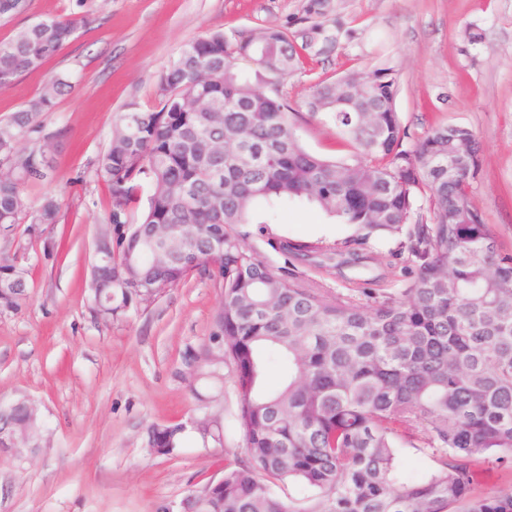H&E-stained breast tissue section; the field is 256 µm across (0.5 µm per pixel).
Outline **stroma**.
<instances>
[{
    "mask_svg": "<svg viewBox=\"0 0 512 512\" xmlns=\"http://www.w3.org/2000/svg\"><path fill=\"white\" fill-rule=\"evenodd\" d=\"M352 37L286 77L281 90L303 116V145L337 158L331 126L307 114L312 86L345 71L390 60L400 70L396 110L412 138L432 126L471 128L482 151L473 196L486 223L512 249V0H331ZM306 0H27L0 19V41L32 21L84 13L90 26L42 70L0 89V121L24 109L49 77L68 75L43 121L53 133L57 170L28 192L31 206L63 198L58 223L17 229L28 270V295L17 311H0V403L30 398L43 422L40 448L27 459L0 455V512H162L194 486L223 474L224 459L245 458L236 424L233 369L209 355L220 290L196 274L148 309L106 324L90 310L89 281L107 189L93 175L109 147L117 112L154 106L159 79L184 44L210 31L227 37L279 27ZM481 35L468 44L466 29ZM273 216L271 234L261 222ZM252 241L277 266L285 259L268 238L333 242L353 227L314 204L289 200L257 206ZM316 280L333 291L374 278L377 263L337 268L318 255ZM224 419V444L204 445L187 432L171 454L146 446L153 424L213 415Z\"/></svg>",
    "mask_w": 512,
    "mask_h": 512,
    "instance_id": "obj_1",
    "label": "stroma"
}]
</instances>
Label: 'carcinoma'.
<instances>
[{
  "mask_svg": "<svg viewBox=\"0 0 512 512\" xmlns=\"http://www.w3.org/2000/svg\"><path fill=\"white\" fill-rule=\"evenodd\" d=\"M329 7L307 0L299 48L286 28L195 38L160 76L154 109L129 103L117 113L95 168L108 191L111 249L91 271L92 310L108 323L195 271L218 282L213 325L234 370L247 458L224 465L223 484L183 497L190 512H512V491L472 495L482 457L512 469V254L473 200L480 144L456 124L411 139L395 108L400 71L384 63L313 85L309 112L325 113L349 152L331 160L306 149L279 79L306 64L298 50L317 56V44H333ZM89 23L42 19L0 43V89ZM239 58L266 75L236 74ZM201 70L211 79L197 81ZM68 87L50 78L0 122V163L12 170L0 180V225L59 221L61 200L43 197L32 215L28 189L44 181L42 116ZM187 98L209 100L211 111L187 109ZM288 199L308 200L355 234L331 244L280 239L270 247L288 266L272 265L244 226L258 202ZM376 235L395 241L390 254H408V276L390 266L372 288L351 280L333 294L299 270L316 252L335 254L338 267L364 265ZM18 252L10 239L0 245V289L15 287ZM273 360L282 376L268 387ZM178 430L149 429L157 452H173ZM404 447L430 452L433 468L408 475ZM286 479L314 491L305 508L273 491Z\"/></svg>",
  "mask_w": 512,
  "mask_h": 512,
  "instance_id": "obj_1",
  "label": "carcinoma"
}]
</instances>
